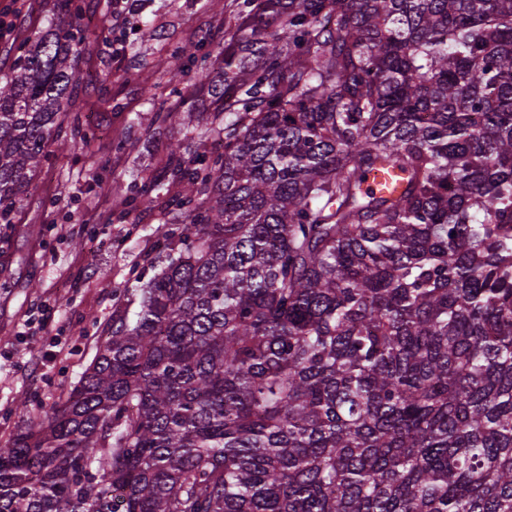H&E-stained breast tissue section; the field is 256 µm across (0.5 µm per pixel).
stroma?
Segmentation results:
<instances>
[{"mask_svg":"<svg viewBox=\"0 0 512 512\" xmlns=\"http://www.w3.org/2000/svg\"><path fill=\"white\" fill-rule=\"evenodd\" d=\"M156 7L158 24L175 41L203 28L219 41L235 24L234 0H224L217 17L202 0H157ZM145 51L149 65L136 81L112 82L117 110L96 111L97 87L83 84L64 129L94 125L100 141L84 162H43L35 178L38 194L0 231V445L36 427L44 407L66 398L108 334L113 314L137 311L139 283L155 273L162 247L156 231L179 188L166 186L156 206L145 210L129 209L125 197L131 179L160 176L181 119L152 112L146 86L165 68L167 53L156 41ZM127 136L132 143L126 152L111 149V141ZM93 163L105 167L95 185L83 173ZM78 219L84 222L79 249L71 240Z\"/></svg>","mask_w":512,"mask_h":512,"instance_id":"stroma-1","label":"stroma"}]
</instances>
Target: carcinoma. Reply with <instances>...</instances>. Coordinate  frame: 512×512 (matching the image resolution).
<instances>
[{
    "mask_svg": "<svg viewBox=\"0 0 512 512\" xmlns=\"http://www.w3.org/2000/svg\"><path fill=\"white\" fill-rule=\"evenodd\" d=\"M149 3L131 41L84 0L12 40L0 226L97 142H59L78 65L138 58ZM167 61L180 248L0 446V512H512V0H244ZM400 174L397 171H390L389 174L377 172L368 175L365 183V188L371 189L375 192L387 193L388 189L392 192H397L400 189V181L396 179Z\"/></svg>",
    "mask_w": 512,
    "mask_h": 512,
    "instance_id": "cac0c4a2",
    "label": "carcinoma"
}]
</instances>
